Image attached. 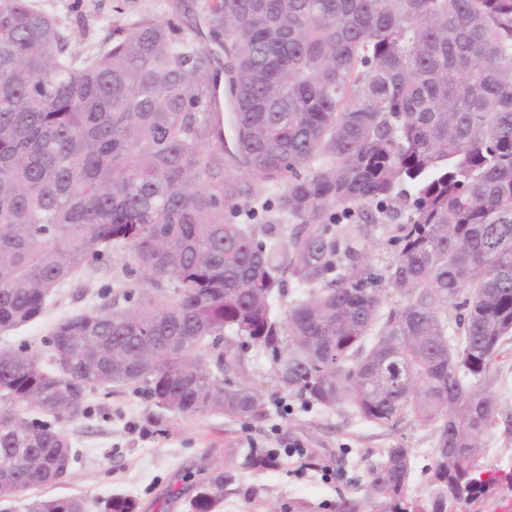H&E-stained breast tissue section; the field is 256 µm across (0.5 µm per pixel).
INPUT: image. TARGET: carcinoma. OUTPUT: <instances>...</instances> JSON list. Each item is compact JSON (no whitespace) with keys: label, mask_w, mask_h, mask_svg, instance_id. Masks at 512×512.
I'll list each match as a JSON object with an SVG mask.
<instances>
[{"label":"carcinoma","mask_w":512,"mask_h":512,"mask_svg":"<svg viewBox=\"0 0 512 512\" xmlns=\"http://www.w3.org/2000/svg\"><path fill=\"white\" fill-rule=\"evenodd\" d=\"M180 0L116 6L83 59L59 21L0 0V332L114 250L142 282L0 351V512L62 481L98 389L170 413L260 415L245 346L309 406L432 430L369 470L384 512H458L502 485L482 461L512 338V0ZM253 180L274 189L262 206ZM276 207L285 224L258 223ZM377 224L395 225L386 243ZM387 246L376 268L368 253ZM301 298L287 302V287ZM396 300L385 304L388 295ZM254 468L274 456L249 451ZM223 476L197 486L213 512ZM32 497L26 512H86ZM103 512H136L114 495ZM177 0H129L126 2L129 16L150 13L160 17L168 15Z\"/></svg>","instance_id":"1"}]
</instances>
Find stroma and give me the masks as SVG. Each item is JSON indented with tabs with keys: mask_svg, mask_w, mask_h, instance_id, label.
Returning a JSON list of instances; mask_svg holds the SVG:
<instances>
[{
	"mask_svg": "<svg viewBox=\"0 0 512 512\" xmlns=\"http://www.w3.org/2000/svg\"><path fill=\"white\" fill-rule=\"evenodd\" d=\"M29 2L65 24L69 49L80 57L102 48L112 29L115 0ZM140 280L125 252L112 251L56 289L37 322L0 333V349H44L58 320L93 309L104 292ZM263 403L262 417L236 419L161 411L134 384L108 395L92 393L90 415L66 424L78 454L70 475L35 494L81 496L90 503L122 494L137 501L138 512H190L197 484L220 474L224 494L215 512H334L342 496L363 500V512H382L380 502L368 495L370 465L397 444L412 450L419 470L431 461L434 435L411 418L382 429L361 420L351 405L307 406L268 385ZM296 445L302 457L289 456ZM251 448L277 453L280 466H245ZM174 488L180 492L175 499Z\"/></svg>",
	"mask_w": 512,
	"mask_h": 512,
	"instance_id": "stroma-1",
	"label": "stroma"
}]
</instances>
